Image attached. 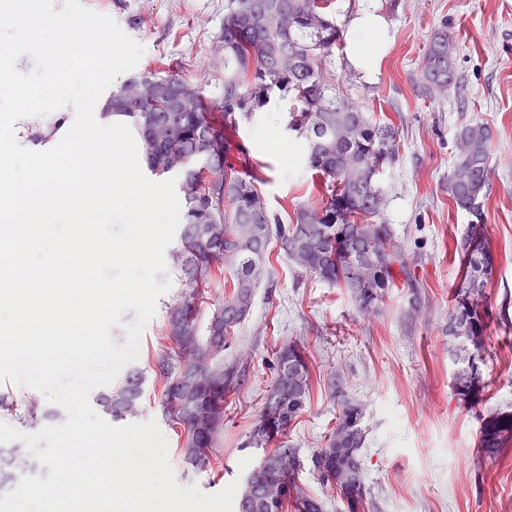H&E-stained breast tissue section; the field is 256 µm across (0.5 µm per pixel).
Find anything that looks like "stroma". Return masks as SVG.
I'll list each match as a JSON object with an SVG mask.
<instances>
[{"label":"stroma","mask_w":512,"mask_h":512,"mask_svg":"<svg viewBox=\"0 0 512 512\" xmlns=\"http://www.w3.org/2000/svg\"><path fill=\"white\" fill-rule=\"evenodd\" d=\"M140 43L135 74L179 65L192 81L211 79V51L224 27V0H89ZM336 19L351 29L370 12L384 22L389 46L369 79L347 44L337 46L328 72L345 99L396 131L399 156L385 173L384 218L413 275V286L389 289L373 312L359 309L346 288L300 271L272 247L247 321L224 360L245 380L232 392L218 437L223 460L202 469L187 464L176 429L162 425L180 485L215 493L244 478L262 450L248 439L272 382L278 349L305 345L313 367L306 408L288 445L310 455L336 421L327 383L340 376L364 405L361 457L371 492L369 512H512V446L496 457L480 443L483 418L512 412V0H336ZM447 28L458 45V81L447 94L431 92L422 58L431 33ZM287 102L242 121L235 138L269 209L290 221L296 207L319 201L301 141L285 129ZM492 129L490 189L482 222L495 264L484 290L490 318L476 356V387L461 395L456 374L465 362L448 334V316L461 282L455 242L471 215L448 198L455 134L462 122ZM171 286L140 338L133 369L144 378L137 421L159 419L163 383L155 375Z\"/></svg>","instance_id":"obj_1"}]
</instances>
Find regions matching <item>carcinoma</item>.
<instances>
[{
	"mask_svg": "<svg viewBox=\"0 0 512 512\" xmlns=\"http://www.w3.org/2000/svg\"><path fill=\"white\" fill-rule=\"evenodd\" d=\"M331 0H224V29L212 50V68L224 72L216 91L173 68L166 75L144 74L117 86L102 107L105 119L121 118L131 129L140 160L155 176L178 179L182 217L172 253L180 291L167 306L156 374L164 383L162 418L180 429L184 459L193 466L221 460L217 446L225 405L238 384L237 371L224 365V350L250 315L256 290L266 274L272 243L297 268L350 291L367 310L398 279L410 281L390 225L373 205L383 193L378 175L365 169L373 158L380 169L398 155L391 126L336 95L323 63L344 31L336 25ZM448 30L433 33L422 75L439 95L456 83ZM183 85L194 86L186 97ZM275 98L288 100L286 130L303 140L309 168L321 180V201L302 205L285 224L272 214L255 185L247 148L232 138L239 123L264 110ZM448 172V197L476 218L467 225L457 252L462 267L448 335L481 340L488 311L474 302L482 296L494 266L485 238L481 199L487 196L492 132L482 122H464L456 131ZM217 177L209 181L205 172ZM228 273L232 292L213 304L204 325L198 317L207 288ZM144 378L130 371L123 385L100 395L114 418L136 412ZM312 373L301 345L291 342L275 359L274 378L252 428L249 444L264 448L285 435L302 413ZM336 422L323 445L308 459L292 446L264 453L238 490L236 512H325L324 502L302 483L309 469L334 494L344 512H366V486L360 450L364 406L336 381ZM47 415L35 401L15 410L21 423ZM484 448L497 453L512 441V414H493L481 429Z\"/></svg>",
	"mask_w": 512,
	"mask_h": 512,
	"instance_id": "cac0c4a2",
	"label": "carcinoma"
}]
</instances>
